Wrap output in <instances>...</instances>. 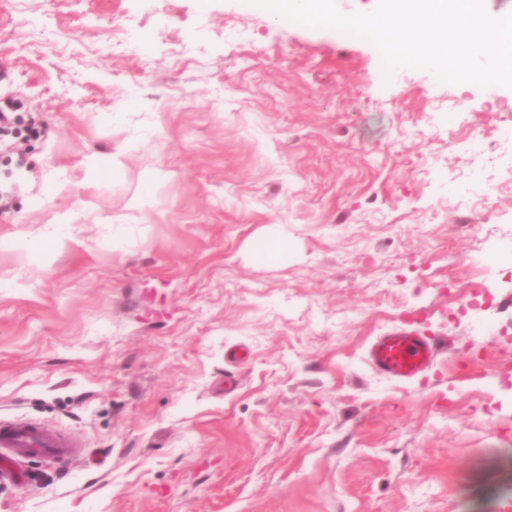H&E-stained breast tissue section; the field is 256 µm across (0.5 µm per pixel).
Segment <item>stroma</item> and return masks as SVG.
<instances>
[{"instance_id": "1", "label": "stroma", "mask_w": 512, "mask_h": 512, "mask_svg": "<svg viewBox=\"0 0 512 512\" xmlns=\"http://www.w3.org/2000/svg\"><path fill=\"white\" fill-rule=\"evenodd\" d=\"M0 69V419L81 448L0 512L512 503V89L242 0H0ZM437 355L431 339L406 331L377 336L368 350L371 368L391 379L404 381L430 367Z\"/></svg>"}]
</instances>
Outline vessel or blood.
<instances>
[{
  "mask_svg": "<svg viewBox=\"0 0 512 512\" xmlns=\"http://www.w3.org/2000/svg\"><path fill=\"white\" fill-rule=\"evenodd\" d=\"M436 355L437 347L432 340L406 331H394L375 338L368 350V361L374 371L404 381L429 368ZM0 449L30 458H67L77 447L45 426L0 420Z\"/></svg>",
  "mask_w": 512,
  "mask_h": 512,
  "instance_id": "obj_1",
  "label": "vessel or blood"
}]
</instances>
